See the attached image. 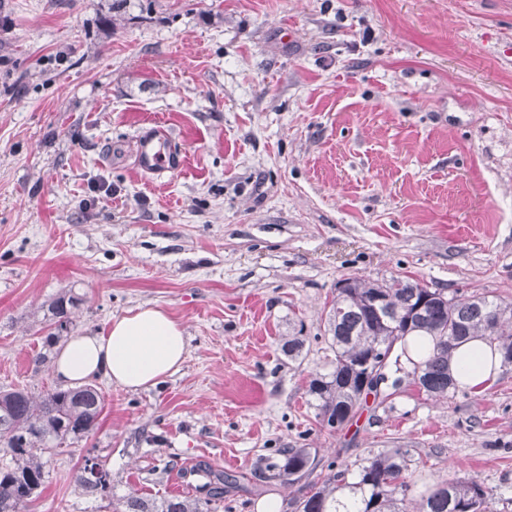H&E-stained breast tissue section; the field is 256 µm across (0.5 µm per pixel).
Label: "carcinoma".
Instances as JSON below:
<instances>
[{
	"instance_id": "1",
	"label": "carcinoma",
	"mask_w": 512,
	"mask_h": 512,
	"mask_svg": "<svg viewBox=\"0 0 512 512\" xmlns=\"http://www.w3.org/2000/svg\"><path fill=\"white\" fill-rule=\"evenodd\" d=\"M347 282L326 311L331 369L309 385L322 421L334 418L341 423L358 409L366 384L363 365L382 355H392L395 371L412 377L431 397H445L453 388L449 350L477 333L497 343L503 363L512 364V302L485 294L449 296L408 280L380 284L349 277ZM411 332L433 337L435 345L422 365L407 371L392 350ZM102 410L103 396L90 390H53L37 396L25 390L0 393V446L9 454L0 460V512H18L20 503L45 482L44 456L93 430ZM281 453L283 463L269 466L271 479L293 483L317 467L306 448H284ZM408 457L404 448L384 449L367 459L353 483L345 480L347 470H338L321 486L309 485V491L294 501V512H401L398 502L412 489ZM227 482L220 474L214 476L206 483L203 499L168 498L157 503L132 494L124 501L125 512H207L224 497ZM111 483L107 470L95 482L83 475L78 478L88 493L106 492ZM487 498V491L474 480L437 484L421 495L420 509L486 512Z\"/></svg>"
}]
</instances>
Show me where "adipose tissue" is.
<instances>
[{
	"instance_id": "1",
	"label": "adipose tissue",
	"mask_w": 512,
	"mask_h": 512,
	"mask_svg": "<svg viewBox=\"0 0 512 512\" xmlns=\"http://www.w3.org/2000/svg\"><path fill=\"white\" fill-rule=\"evenodd\" d=\"M187 354L184 330L159 308L112 320L101 332L71 337L57 352L54 377L67 387H80L104 377L135 391L157 386L175 373ZM500 354L482 337L455 346L448 355V375L457 388L473 393L486 390L498 377Z\"/></svg>"
}]
</instances>
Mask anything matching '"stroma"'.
Instances as JSON below:
<instances>
[{
	"mask_svg": "<svg viewBox=\"0 0 512 512\" xmlns=\"http://www.w3.org/2000/svg\"><path fill=\"white\" fill-rule=\"evenodd\" d=\"M157 125L185 157L159 177L136 166ZM351 276L512 302V0H0V391L58 389L60 298L62 339L159 307L188 342L157 387L94 379L98 425L19 512L191 498L201 462L237 480L212 512H294L308 482L261 474L283 448L315 453V482L405 448L407 512L462 479L512 512V365L321 428L309 382ZM89 458L110 492L79 487Z\"/></svg>",
	"mask_w": 512,
	"mask_h": 512,
	"instance_id": "1",
	"label": "stroma"
}]
</instances>
